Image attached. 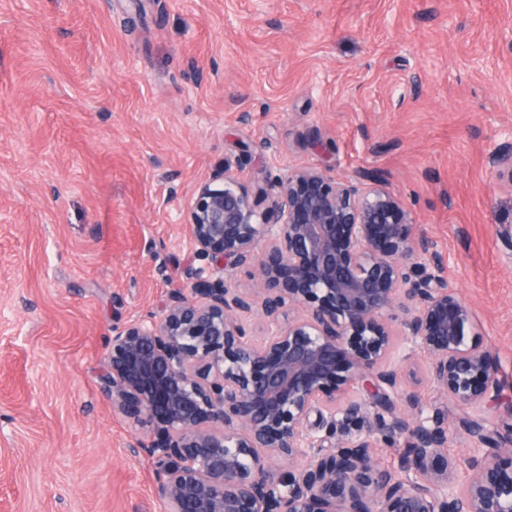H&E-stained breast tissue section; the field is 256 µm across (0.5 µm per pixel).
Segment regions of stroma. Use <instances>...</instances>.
<instances>
[{
    "label": "stroma",
    "mask_w": 512,
    "mask_h": 512,
    "mask_svg": "<svg viewBox=\"0 0 512 512\" xmlns=\"http://www.w3.org/2000/svg\"><path fill=\"white\" fill-rule=\"evenodd\" d=\"M512 0H0V512H162L101 390L231 167L373 174L446 259L512 423Z\"/></svg>",
    "instance_id": "stroma-1"
}]
</instances>
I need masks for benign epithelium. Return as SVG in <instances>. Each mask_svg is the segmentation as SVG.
Returning a JSON list of instances; mask_svg holds the SVG:
<instances>
[{
	"instance_id": "7a95c632",
	"label": "benign epithelium",
	"mask_w": 512,
	"mask_h": 512,
	"mask_svg": "<svg viewBox=\"0 0 512 512\" xmlns=\"http://www.w3.org/2000/svg\"><path fill=\"white\" fill-rule=\"evenodd\" d=\"M489 163L512 183V149ZM266 183L264 209L227 167L200 184L185 218L204 262L195 281L172 289L160 317L106 339L102 390L144 429L164 512H512V426L481 415L499 368L442 257L376 177L288 170ZM254 267V288L228 287ZM399 307L440 395L429 407L392 363ZM255 310L262 338L246 321ZM397 393L406 419L390 427ZM370 419L375 435L350 433ZM456 426L486 446L461 488L447 450ZM382 444L403 448V473L375 456ZM282 457L302 463L282 472Z\"/></svg>"
}]
</instances>
